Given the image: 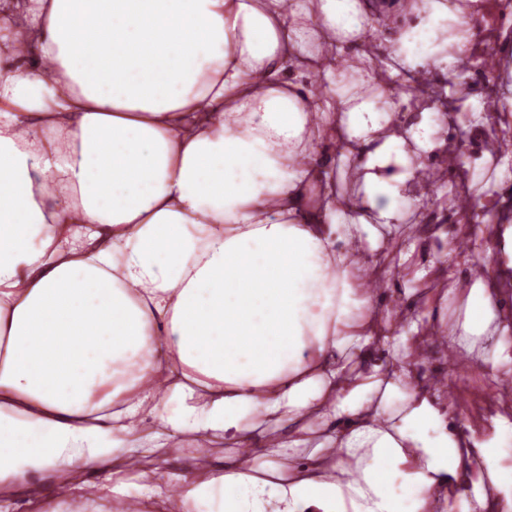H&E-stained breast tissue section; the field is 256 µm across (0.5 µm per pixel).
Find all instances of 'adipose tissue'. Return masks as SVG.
I'll list each match as a JSON object with an SVG mask.
<instances>
[{"label": "adipose tissue", "mask_w": 512, "mask_h": 512, "mask_svg": "<svg viewBox=\"0 0 512 512\" xmlns=\"http://www.w3.org/2000/svg\"><path fill=\"white\" fill-rule=\"evenodd\" d=\"M481 7L0 0V512L43 471L64 493L32 512L89 496L141 512L132 472L162 512H449L452 485L465 512H512L502 448L470 442L438 396L400 393L435 331L456 357L512 363L491 294L498 248L512 256L498 179L471 197L484 258L462 317L374 323L376 255L404 204L434 200L438 111L403 107L470 56ZM105 362L133 370L115 382ZM186 433L238 453L144 469Z\"/></svg>", "instance_id": "1"}]
</instances>
